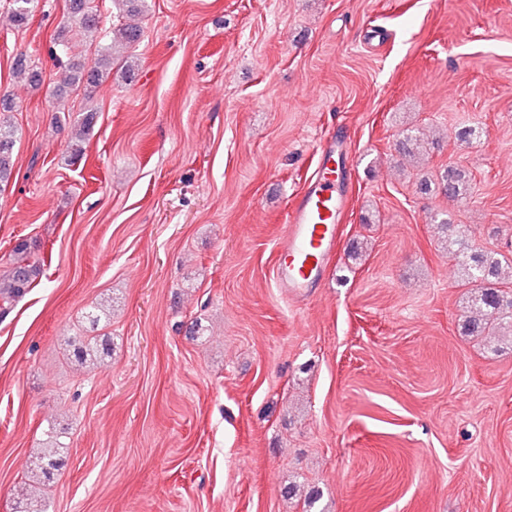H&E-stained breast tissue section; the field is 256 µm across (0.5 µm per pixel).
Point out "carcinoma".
Masks as SVG:
<instances>
[{"label":"carcinoma","mask_w":512,"mask_h":512,"mask_svg":"<svg viewBox=\"0 0 512 512\" xmlns=\"http://www.w3.org/2000/svg\"><path fill=\"white\" fill-rule=\"evenodd\" d=\"M95 0H67V24L58 31L55 38L56 54L66 58L62 82L65 85L83 84L90 88L100 86L111 74L115 60V46L101 37L100 16L94 9ZM118 8V16L124 23L118 29L125 47L138 44L143 36L140 22L143 0H111ZM37 0H9L10 19L17 27L28 25ZM89 39L95 44L96 57L91 64H86L69 55L68 33ZM15 68L27 72L30 85L40 83V72L35 65L28 64L23 54L15 58ZM97 108L93 105L85 109L80 122L74 125L70 160L83 156V141L94 128ZM17 130L11 123L0 117V193L4 192L13 176L16 158L14 147ZM419 193L429 195L440 192L449 199L466 202L472 196V174L464 167L448 165L440 172L437 181L429 178L417 184ZM441 229L447 234L448 255L456 261L461 269L459 286L468 289L470 294L468 315L463 323L467 336H494L502 329L512 328V289L503 288L505 282L504 268L512 267V257L486 251L469 244L460 231V225L448 219L441 221ZM27 246H18L19 257L14 259L8 269L0 274V315H6L13 303L37 285L41 274L40 265L25 257ZM85 325L91 334L81 337V353L75 360L102 363L100 343L106 336L93 334L104 327L110 320V308L99 304L85 311ZM15 512H45L38 501L36 490L25 488L17 498Z\"/></svg>","instance_id":"1"}]
</instances>
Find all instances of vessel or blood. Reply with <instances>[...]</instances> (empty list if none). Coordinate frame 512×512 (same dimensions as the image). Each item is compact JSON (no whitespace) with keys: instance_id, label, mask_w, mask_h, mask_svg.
Listing matches in <instances>:
<instances>
[{"instance_id":"obj_1","label":"vessel or blood","mask_w":512,"mask_h":512,"mask_svg":"<svg viewBox=\"0 0 512 512\" xmlns=\"http://www.w3.org/2000/svg\"><path fill=\"white\" fill-rule=\"evenodd\" d=\"M344 200L336 188V147L324 142L317 151V173L292 201L286 237L274 268L279 288L298 296L316 287L336 247Z\"/></svg>"}]
</instances>
